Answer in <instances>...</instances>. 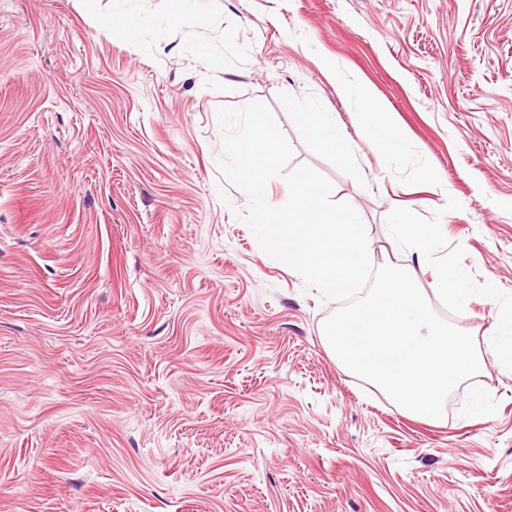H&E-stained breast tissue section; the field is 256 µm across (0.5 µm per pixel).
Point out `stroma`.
Returning a JSON list of instances; mask_svg holds the SVG:
<instances>
[{
    "label": "stroma",
    "mask_w": 512,
    "mask_h": 512,
    "mask_svg": "<svg viewBox=\"0 0 512 512\" xmlns=\"http://www.w3.org/2000/svg\"><path fill=\"white\" fill-rule=\"evenodd\" d=\"M195 9L0 0V512H512V370L488 360L444 417L403 412L336 361L338 302L261 249L218 166L219 108L265 103L374 266L416 263L395 216L435 229L419 287L486 351L512 310V0ZM444 261L469 302L436 296ZM359 109L362 114L370 115L367 126L368 136L387 152L394 151L401 143V135L391 122L389 112H384L372 98L362 92L359 97ZM302 116L313 135L326 147L336 149L341 145V137L336 130V124L322 112H303Z\"/></svg>",
    "instance_id": "1"
}]
</instances>
